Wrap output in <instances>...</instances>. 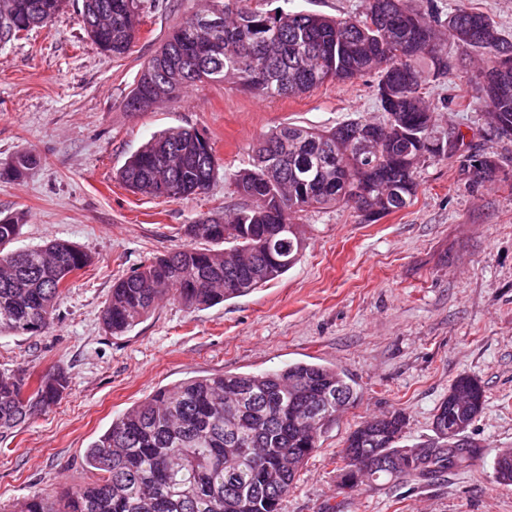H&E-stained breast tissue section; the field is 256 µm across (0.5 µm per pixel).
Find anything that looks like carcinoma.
I'll return each mask as SVG.
<instances>
[{"instance_id": "carcinoma-1", "label": "carcinoma", "mask_w": 512, "mask_h": 512, "mask_svg": "<svg viewBox=\"0 0 512 512\" xmlns=\"http://www.w3.org/2000/svg\"><path fill=\"white\" fill-rule=\"evenodd\" d=\"M65 0H0V41L45 28ZM142 0H82L84 30L114 57L136 39ZM221 28L177 25L144 64L126 107L158 89L170 98L203 81H230L266 98H299L328 82L377 77L375 97L384 119H347L329 130L288 124L263 136L250 167L234 175L249 204L201 217L184 227L188 243L142 264L112 285L101 312L105 329L123 336L173 299L186 308L247 295L299 260L303 238L296 215L349 205L365 186L357 210L370 221L408 206L423 164L457 148L434 135L424 90L445 82L455 63L443 52L447 35L481 58L475 83L488 108L490 130L512 141V39L488 14L458 7L443 14L435 0H363L347 17L252 8L246 0H213ZM265 72L261 86L253 67ZM374 140L370 149L358 144ZM492 156L470 159L474 183L498 179ZM217 174L210 137L196 129L152 137L119 171L131 190L179 199L206 192ZM401 195L395 196L392 190ZM19 218H0V335L40 336L51 328L57 303L89 256L69 242L11 250ZM27 369L0 370V429L60 401L69 389L60 368L32 379ZM359 396L341 368L296 362L259 373L197 377L157 389L112 421L86 448L83 464L98 477L61 495L37 492L12 512H281L283 499L339 413ZM480 381L460 375L437 407V441L400 446L406 418L389 413L366 420L346 439L338 488L354 490L365 476L429 481L478 454L460 443L483 409Z\"/></svg>"}]
</instances>
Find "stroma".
<instances>
[{
  "instance_id": "stroma-1",
  "label": "stroma",
  "mask_w": 512,
  "mask_h": 512,
  "mask_svg": "<svg viewBox=\"0 0 512 512\" xmlns=\"http://www.w3.org/2000/svg\"><path fill=\"white\" fill-rule=\"evenodd\" d=\"M210 0H143L138 38L120 58L86 34L82 0L49 27L0 43V215L18 217L17 247L66 240L88 253L45 335L0 337V368H63L66 396L0 432V512L38 491L57 495L92 479L85 448L156 389L225 372H266L313 361L344 369L360 396L302 466L281 512H512V485L493 463L512 449V143L490 134L476 86L454 77L428 89L440 135L503 159L497 181L465 182L461 156L427 162L406 208L365 222L349 206L299 213L300 262L255 292L188 309L159 304L124 336L100 318L115 279L187 239L183 225L246 203L233 176L260 137L294 123L315 129L349 118L382 120L374 77L325 84L297 99H266L229 82H202L144 112L125 103L147 60ZM167 128L211 139L218 173L207 193L159 199L120 181L125 161ZM477 378L485 404L466 438L477 457L429 482L381 479L339 491L336 463L361 422L405 413L402 442L432 441L453 381Z\"/></svg>"
}]
</instances>
